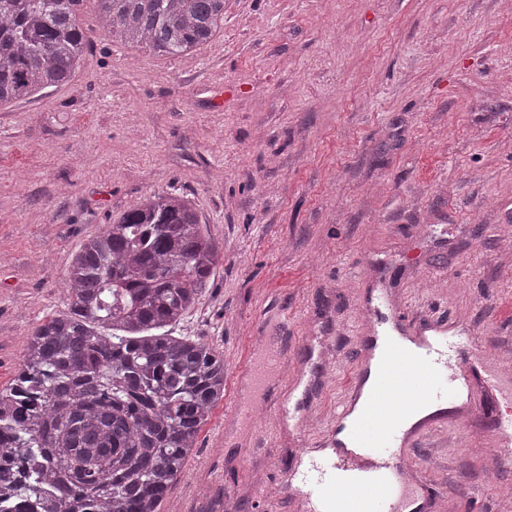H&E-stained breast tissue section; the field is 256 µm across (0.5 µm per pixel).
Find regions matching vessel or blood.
<instances>
[{
    "label": "vessel or blood",
    "instance_id": "obj_1",
    "mask_svg": "<svg viewBox=\"0 0 512 512\" xmlns=\"http://www.w3.org/2000/svg\"><path fill=\"white\" fill-rule=\"evenodd\" d=\"M359 305L358 366L325 430L304 438L296 467L280 473L282 496L292 512H432L434 494L410 477L409 448L447 428L443 410L462 402L476 416L496 404V393L473 337L454 321H416L382 291L365 293ZM291 356L287 343L269 345L241 370L239 386L254 396L235 399L226 423L251 425L259 403L280 426L314 412L305 371L269 386Z\"/></svg>",
    "mask_w": 512,
    "mask_h": 512
}]
</instances>
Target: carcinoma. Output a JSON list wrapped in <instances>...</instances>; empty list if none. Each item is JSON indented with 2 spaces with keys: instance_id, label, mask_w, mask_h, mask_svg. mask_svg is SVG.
I'll use <instances>...</instances> for the list:
<instances>
[{
  "instance_id": "1",
  "label": "carcinoma",
  "mask_w": 512,
  "mask_h": 512,
  "mask_svg": "<svg viewBox=\"0 0 512 512\" xmlns=\"http://www.w3.org/2000/svg\"><path fill=\"white\" fill-rule=\"evenodd\" d=\"M88 1L104 35L163 55L224 24V0H0V104L68 81ZM215 257L176 194L137 202L82 246L68 314L28 336L0 389V512H159L224 396V359L169 330L209 287Z\"/></svg>"
}]
</instances>
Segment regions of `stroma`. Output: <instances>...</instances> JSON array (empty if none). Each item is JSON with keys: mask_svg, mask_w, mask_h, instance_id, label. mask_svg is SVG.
Masks as SVG:
<instances>
[{"mask_svg": "<svg viewBox=\"0 0 512 512\" xmlns=\"http://www.w3.org/2000/svg\"><path fill=\"white\" fill-rule=\"evenodd\" d=\"M92 39L70 82L0 105V389L27 336L68 312L65 277L140 199L176 193L217 249L213 283L176 326L224 356V398L160 512H260L252 469L300 436L224 430L263 309L287 312L323 373L318 420L349 379L370 262L415 319L466 317L479 347L512 337V0H224V26L181 56ZM470 420L429 435L412 471L435 512L512 506ZM452 456H445V449Z\"/></svg>", "mask_w": 512, "mask_h": 512, "instance_id": "35a3bbf8", "label": "stroma"}]
</instances>
